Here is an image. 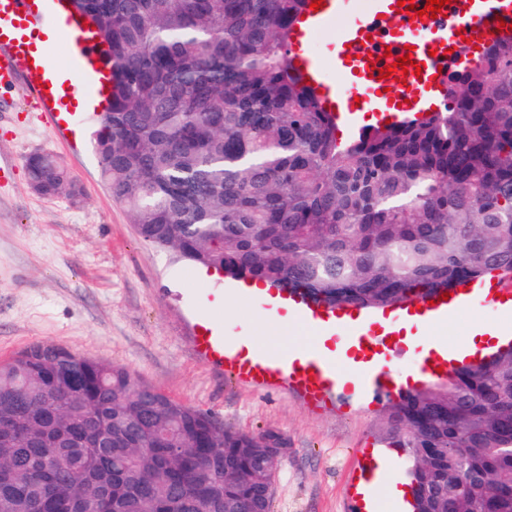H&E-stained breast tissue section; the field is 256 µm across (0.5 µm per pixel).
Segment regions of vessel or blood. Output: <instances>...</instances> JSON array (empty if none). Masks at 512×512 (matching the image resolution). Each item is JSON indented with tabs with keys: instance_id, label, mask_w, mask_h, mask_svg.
<instances>
[{
	"instance_id": "obj_1",
	"label": "vessel or blood",
	"mask_w": 512,
	"mask_h": 512,
	"mask_svg": "<svg viewBox=\"0 0 512 512\" xmlns=\"http://www.w3.org/2000/svg\"><path fill=\"white\" fill-rule=\"evenodd\" d=\"M48 2L42 9L36 0H0V88L29 74L28 91L41 102L42 116L50 124L81 100L93 111H104L108 91L99 78L101 36L89 33L63 0ZM426 2L413 0L407 9L398 0H323L319 10L303 9L291 32L294 52L288 62L333 120L352 129L358 128L363 112L381 125L436 111L445 70L469 65L476 48L512 34V0H449L436 18L422 19L418 12ZM47 26L67 39L74 58V81L56 87L40 76L51 62L50 47L41 41ZM329 29L336 32L332 78L310 49L314 37ZM405 55L419 64L420 75L374 77V70L384 68L390 58ZM256 299L262 310L304 324L313 342L288 350L248 347L208 315L188 341L190 354L240 385L290 389L319 408L348 385L364 395L391 397L411 377L430 381L450 376L460 367L459 358L439 353L429 343H404L396 324L412 317L423 324L448 320L479 303L512 311V278L499 279L491 288L475 279L446 295L437 291L408 299L381 315L317 304L284 288L260 289ZM386 478V459L359 449L347 512H382L375 489Z\"/></svg>"
}]
</instances>
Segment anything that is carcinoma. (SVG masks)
Segmentation results:
<instances>
[{"label": "carcinoma", "mask_w": 512, "mask_h": 512, "mask_svg": "<svg viewBox=\"0 0 512 512\" xmlns=\"http://www.w3.org/2000/svg\"><path fill=\"white\" fill-rule=\"evenodd\" d=\"M70 2L105 40L100 177L145 243L330 307L512 275V37L437 111L344 138L288 65L305 0ZM26 169L80 194L54 156ZM388 415L413 512H512V348ZM286 447L58 344L0 360V512H272Z\"/></svg>", "instance_id": "1"}]
</instances>
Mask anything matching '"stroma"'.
Listing matches in <instances>:
<instances>
[{"label": "stroma", "instance_id": "35a3bbf8", "mask_svg": "<svg viewBox=\"0 0 512 512\" xmlns=\"http://www.w3.org/2000/svg\"><path fill=\"white\" fill-rule=\"evenodd\" d=\"M41 104L24 84L0 91V359L32 343H55L126 367L173 398L225 424L287 435L274 484V512H346L357 449L388 450L394 430L383 404L354 394L313 410L295 395L237 385L195 361L185 338L195 289L221 288L223 273L204 272L144 243L125 206L102 183L92 133L82 112L45 126ZM54 154L81 187L79 199L44 197L28 186L26 157ZM232 334L280 348L312 336L277 323L251 299L211 302ZM512 326V315L464 311L421 332L454 344L479 324Z\"/></svg>", "mask_w": 512, "mask_h": 512}]
</instances>
